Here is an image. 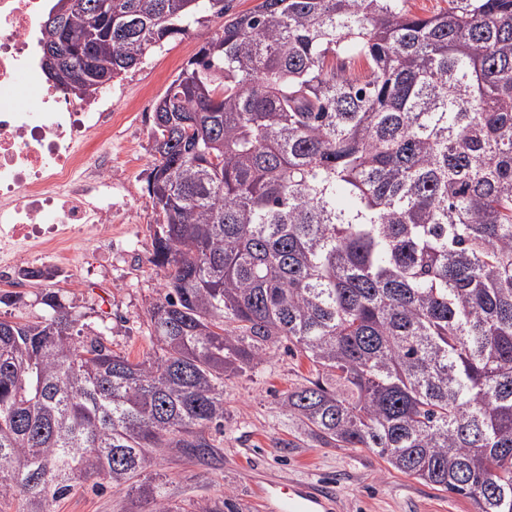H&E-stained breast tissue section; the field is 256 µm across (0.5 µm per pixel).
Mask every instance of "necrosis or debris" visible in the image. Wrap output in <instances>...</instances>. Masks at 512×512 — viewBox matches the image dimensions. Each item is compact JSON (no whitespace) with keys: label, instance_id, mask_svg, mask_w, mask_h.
Returning <instances> with one entry per match:
<instances>
[{"label":"necrosis or debris","instance_id":"necrosis-or-debris-1","mask_svg":"<svg viewBox=\"0 0 512 512\" xmlns=\"http://www.w3.org/2000/svg\"><path fill=\"white\" fill-rule=\"evenodd\" d=\"M48 2L0 0V279L18 287L26 259L69 264L93 232L112 245V95L76 101L45 80Z\"/></svg>","mask_w":512,"mask_h":512}]
</instances>
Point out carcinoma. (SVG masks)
Returning <instances> with one entry per match:
<instances>
[{
    "instance_id": "cac0c4a2",
    "label": "carcinoma",
    "mask_w": 512,
    "mask_h": 512,
    "mask_svg": "<svg viewBox=\"0 0 512 512\" xmlns=\"http://www.w3.org/2000/svg\"><path fill=\"white\" fill-rule=\"evenodd\" d=\"M97 3L42 26L75 51L48 78L84 72V98L203 41L153 113V353L84 335L56 292L0 319V502L51 512L102 478L184 512L146 463L208 462L224 377L286 342L316 378L282 405L314 442L512 512V0H261L213 33L226 0H112L99 30Z\"/></svg>"
}]
</instances>
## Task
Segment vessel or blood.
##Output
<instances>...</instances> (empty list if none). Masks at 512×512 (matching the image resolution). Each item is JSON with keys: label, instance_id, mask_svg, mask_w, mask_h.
I'll return each instance as SVG.
<instances>
[{"label": "vessel or blood", "instance_id": "obj_1", "mask_svg": "<svg viewBox=\"0 0 512 512\" xmlns=\"http://www.w3.org/2000/svg\"><path fill=\"white\" fill-rule=\"evenodd\" d=\"M267 512H330L334 496L320 483L294 481L288 486L276 482L257 484L252 488Z\"/></svg>", "mask_w": 512, "mask_h": 512}]
</instances>
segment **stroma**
<instances>
[{
  "label": "stroma",
  "instance_id": "1",
  "mask_svg": "<svg viewBox=\"0 0 512 512\" xmlns=\"http://www.w3.org/2000/svg\"><path fill=\"white\" fill-rule=\"evenodd\" d=\"M195 34L166 41L134 68L112 82V105L120 118L112 129V151L132 148L135 162L115 169L112 237L118 250H83L72 272L20 289L16 304H0V317L37 322L49 309L45 289L58 291L63 304L80 314L89 330L130 360L152 350L148 311L163 292V273L155 267L156 214L147 192L153 162V110L169 83L198 52ZM311 363L286 346L268 359L224 380V430L215 434L216 454L208 463L193 462L175 451L155 456L145 476L166 483L172 501L189 505L224 498L227 512H262L250 488L263 479L313 480L332 486L337 512H473L470 501L437 491L408 477L364 449L324 448L279 402L283 395L314 378ZM125 490L82 487L57 499L53 512H137Z\"/></svg>",
  "mask_w": 512,
  "mask_h": 512
}]
</instances>
